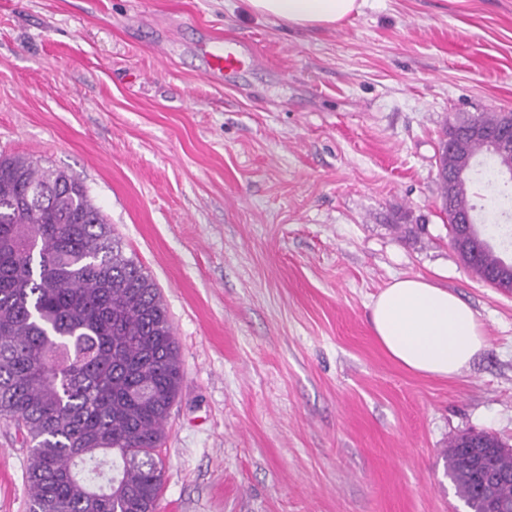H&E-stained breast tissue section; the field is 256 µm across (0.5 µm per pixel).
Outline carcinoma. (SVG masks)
<instances>
[{
    "instance_id": "1",
    "label": "carcinoma",
    "mask_w": 512,
    "mask_h": 512,
    "mask_svg": "<svg viewBox=\"0 0 512 512\" xmlns=\"http://www.w3.org/2000/svg\"><path fill=\"white\" fill-rule=\"evenodd\" d=\"M493 133L512 112H476ZM485 139L438 166L458 172ZM469 181L441 185L454 233ZM456 253L487 284L506 260L480 229ZM167 308L142 267L123 253L83 181L25 155L0 156V417L29 444V512H157L160 451L181 384ZM485 450L492 471L512 473V451L493 434L450 442L447 475L470 512H512V479L487 491L464 445Z\"/></svg>"
}]
</instances>
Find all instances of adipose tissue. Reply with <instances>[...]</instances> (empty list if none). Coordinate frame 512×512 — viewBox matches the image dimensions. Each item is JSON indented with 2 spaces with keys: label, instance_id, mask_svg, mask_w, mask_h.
<instances>
[{
  "label": "adipose tissue",
  "instance_id": "obj_1",
  "mask_svg": "<svg viewBox=\"0 0 512 512\" xmlns=\"http://www.w3.org/2000/svg\"><path fill=\"white\" fill-rule=\"evenodd\" d=\"M365 0H245L252 15L295 28L336 27L360 14ZM375 336L399 365L421 375H458L486 346L469 304L422 277L394 279L374 299Z\"/></svg>",
  "mask_w": 512,
  "mask_h": 512
}]
</instances>
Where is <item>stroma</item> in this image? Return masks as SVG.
I'll use <instances>...</instances> for the list:
<instances>
[{"label":"stroma","instance_id":"obj_1","mask_svg":"<svg viewBox=\"0 0 512 512\" xmlns=\"http://www.w3.org/2000/svg\"><path fill=\"white\" fill-rule=\"evenodd\" d=\"M213 35L254 66L207 81ZM503 111L512 0H367L306 30L243 0H0V154L78 176L173 326L159 512H467L443 451L512 449V294L453 249L435 154ZM409 276L485 331L456 377L374 335L372 300ZM27 463L0 418V512H28ZM470 121L474 125H478L479 127L489 131L490 133H494L497 131L505 122H511L512 120V112H476L469 115L467 118L451 124L446 127L443 136L448 133L449 129L453 126H456L458 123L465 121ZM479 127H467L462 131V135L465 137H481L485 136L486 133Z\"/></svg>","mask_w":512,"mask_h":512}]
</instances>
